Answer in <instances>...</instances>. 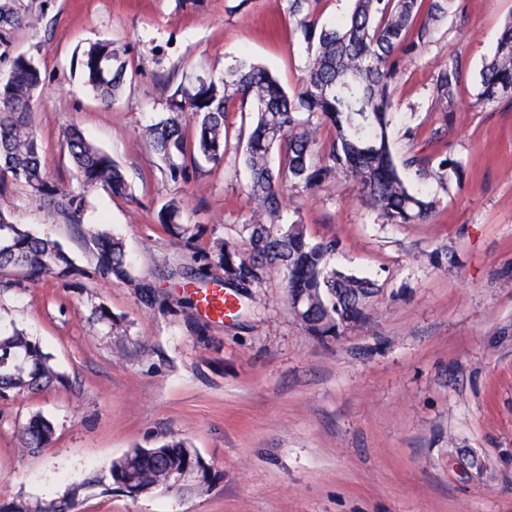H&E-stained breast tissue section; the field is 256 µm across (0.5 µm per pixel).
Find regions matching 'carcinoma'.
<instances>
[{
    "label": "carcinoma",
    "mask_w": 512,
    "mask_h": 512,
    "mask_svg": "<svg viewBox=\"0 0 512 512\" xmlns=\"http://www.w3.org/2000/svg\"><path fill=\"white\" fill-rule=\"evenodd\" d=\"M310 45L301 88L288 94L269 69L248 58L237 60L225 78L195 76L179 83L166 101L167 116L142 129L141 139L163 164L173 181L189 176L196 156L215 166L229 150L225 125L233 107L252 118L246 142L236 148L249 174L248 193L254 202L243 224L245 247L227 240L219 248L224 285L261 288L281 274L288 303H303L294 313L316 336L335 337L351 326L362 303L378 288L374 281L329 268L327 257L335 239L313 243L305 225L280 224L288 187L315 189L327 178L353 181L360 197L386 224H415L432 216L436 196L411 188L405 171L424 182L448 189V172L460 175L461 166L446 157L438 163L410 154L397 164L391 150V86L402 60L416 57L433 42L439 23L456 0H353L350 15L330 26L306 13L309 0H285ZM43 14H35L21 0H0V38L15 29L35 30ZM7 72L0 79V175H9L55 212L79 221L82 193L64 183L47 180L31 113L44 78L32 57L3 55ZM80 69L85 84L107 106L125 91L126 50L111 40L84 48ZM464 71L459 55L448 54L432 87V103L439 112L433 135L448 128ZM512 91V20L505 23L494 55L480 72L477 98L493 105ZM333 136L322 139L323 130ZM66 148L81 187L101 188L114 196L131 194L125 170L103 149L87 141L77 129L66 137ZM284 152V166L272 165L274 149ZM164 227L181 226V207L170 200L157 215ZM100 277L115 278L135 288L146 284L129 273L121 238L101 231L93 238ZM21 270L36 281L52 274L67 278L80 273L60 244L15 224L0 209V272ZM59 379L40 347L21 332L0 336V395L10 390H39ZM54 428L35 416L21 429L22 447H46ZM186 443L172 439L151 452L133 448L111 470L121 478L153 481L163 470L187 461Z\"/></svg>",
    "instance_id": "1"
}]
</instances>
